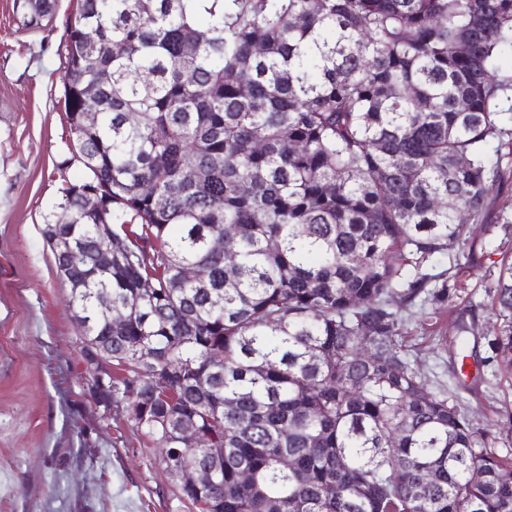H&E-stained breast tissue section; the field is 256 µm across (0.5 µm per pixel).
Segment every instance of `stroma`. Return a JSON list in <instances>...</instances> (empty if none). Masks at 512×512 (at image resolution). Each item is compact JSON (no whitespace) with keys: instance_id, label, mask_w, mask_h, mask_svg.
Segmentation results:
<instances>
[{"instance_id":"1","label":"stroma","mask_w":512,"mask_h":512,"mask_svg":"<svg viewBox=\"0 0 512 512\" xmlns=\"http://www.w3.org/2000/svg\"><path fill=\"white\" fill-rule=\"evenodd\" d=\"M78 0H58L49 26L24 32L0 0V512H187L161 450L127 414L96 403L42 228L63 182L85 178L71 162L62 101L67 29ZM491 255L460 253L448 299L417 302L402 334L428 387L457 396L512 453V366L490 341L504 319L493 305L502 261L512 262V164L488 191ZM482 363L455 373L458 324Z\"/></svg>"}]
</instances>
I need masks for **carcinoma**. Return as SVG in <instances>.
Segmentation results:
<instances>
[{"mask_svg":"<svg viewBox=\"0 0 512 512\" xmlns=\"http://www.w3.org/2000/svg\"><path fill=\"white\" fill-rule=\"evenodd\" d=\"M78 2L63 105L69 161L87 176L65 182L42 233L80 352H112L98 401L125 406L167 469L204 463V449L147 417L225 448L220 485L179 481L177 499L197 512H512V454L427 390L399 342L402 311L448 296L446 280L427 289L424 264L474 250L512 155V0ZM55 10L13 0L26 31ZM103 72L89 120L85 89ZM226 224L240 227L234 265L211 249ZM102 290L122 327L97 307ZM496 300L512 314L511 264ZM491 347L512 365V330Z\"/></svg>","mask_w":512,"mask_h":512,"instance_id":"cac0c4a2","label":"carcinoma"}]
</instances>
